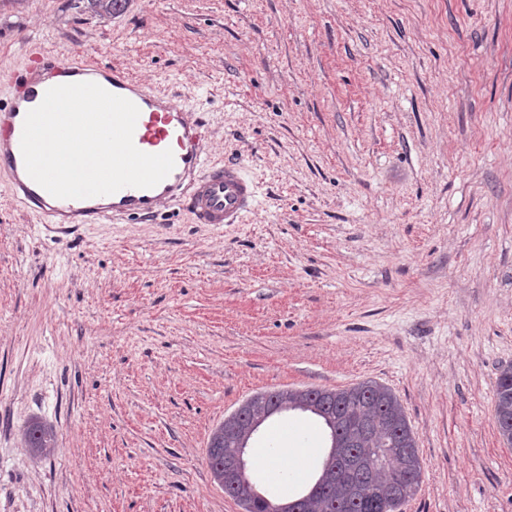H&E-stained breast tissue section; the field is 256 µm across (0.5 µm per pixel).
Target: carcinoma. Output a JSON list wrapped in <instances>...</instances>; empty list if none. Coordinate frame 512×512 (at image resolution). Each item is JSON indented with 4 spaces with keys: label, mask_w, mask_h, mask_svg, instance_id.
Instances as JSON below:
<instances>
[{
    "label": "carcinoma",
    "mask_w": 512,
    "mask_h": 512,
    "mask_svg": "<svg viewBox=\"0 0 512 512\" xmlns=\"http://www.w3.org/2000/svg\"><path fill=\"white\" fill-rule=\"evenodd\" d=\"M102 15L124 8L126 0H90ZM495 419L504 443L512 446V364L498 369ZM301 410L321 418L330 431L331 450L322 472L300 503L301 512H370L363 497L385 503L386 512L410 498L422 475L415 436L397 396L375 381L342 389H275L245 402L210 434L206 460L224 493L246 512H272L274 502L260 495L249 475L224 484V470L235 452L247 447L261 424L277 411ZM24 447L38 457L56 448L53 425L31 420L21 429Z\"/></svg>",
    "instance_id": "carcinoma-1"
}]
</instances>
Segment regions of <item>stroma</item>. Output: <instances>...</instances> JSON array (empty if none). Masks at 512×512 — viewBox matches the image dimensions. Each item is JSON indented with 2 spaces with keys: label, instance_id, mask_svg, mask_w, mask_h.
<instances>
[{
  "label": "stroma",
  "instance_id": "1",
  "mask_svg": "<svg viewBox=\"0 0 512 512\" xmlns=\"http://www.w3.org/2000/svg\"><path fill=\"white\" fill-rule=\"evenodd\" d=\"M34 43L182 96L257 205L62 229L0 184V512H243L211 431L367 380L423 460L400 512H512V0H0V70ZM495 419L504 443L512 446V364L498 369L495 381ZM25 448L38 458L50 455L56 448V431L52 424L40 420H30L21 429Z\"/></svg>",
  "mask_w": 512,
  "mask_h": 512
}]
</instances>
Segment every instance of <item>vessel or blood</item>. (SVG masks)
I'll return each instance as SVG.
<instances>
[{
	"label": "vessel or blood",
	"instance_id": "vessel-or-blood-1",
	"mask_svg": "<svg viewBox=\"0 0 512 512\" xmlns=\"http://www.w3.org/2000/svg\"><path fill=\"white\" fill-rule=\"evenodd\" d=\"M22 71L0 74L8 98L0 106V175L8 180L14 204L51 224H100L107 220L153 221L172 202L185 207L199 224H236L255 207L256 185L244 164L209 159L206 131L185 102L148 87L122 67L75 55L62 60L36 45L26 50ZM93 82L133 102L139 109L133 142L142 152L172 151L175 164L154 187H125L84 199L52 196L27 173L21 137L27 112L54 86Z\"/></svg>",
	"mask_w": 512,
	"mask_h": 512
}]
</instances>
